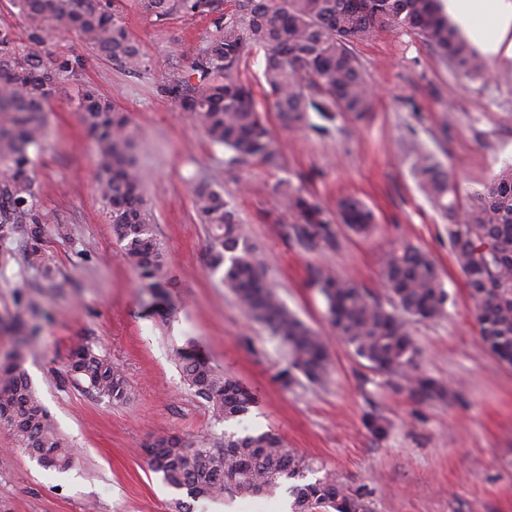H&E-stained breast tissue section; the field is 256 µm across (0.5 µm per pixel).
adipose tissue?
<instances>
[{"instance_id": "ef3b65f1", "label": "adipose tissue", "mask_w": 512, "mask_h": 512, "mask_svg": "<svg viewBox=\"0 0 512 512\" xmlns=\"http://www.w3.org/2000/svg\"><path fill=\"white\" fill-rule=\"evenodd\" d=\"M446 9L459 23L480 21L487 54L512 58V0H446Z\"/></svg>"}]
</instances>
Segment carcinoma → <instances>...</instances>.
Listing matches in <instances>:
<instances>
[{"label":"carcinoma","instance_id":"1","mask_svg":"<svg viewBox=\"0 0 512 512\" xmlns=\"http://www.w3.org/2000/svg\"><path fill=\"white\" fill-rule=\"evenodd\" d=\"M14 2L36 27L24 42L10 25L0 24V162L9 171L0 183V241L11 238L15 224L40 222L33 213L36 187L31 175L44 138L38 114L50 110L61 85L79 68L77 61L52 57L42 24L81 34L120 71L137 76L147 71L122 12L107 0ZM225 2L228 6L220 10L218 0H143L159 21L212 17L210 39L188 69L169 74L158 92L190 113L211 144L231 152L230 167L249 160L282 166L252 88L239 78L241 64L254 52L263 54L264 83L278 119L290 129L309 124L312 112L332 120L338 113L360 119L370 110L373 94L353 45L384 29L404 28L418 35L463 77L488 73L482 56L441 13L439 0ZM80 109V120L97 146V185L113 236L140 285L158 290L164 286L166 260L143 194L136 131L127 114L91 86L83 90ZM410 152L420 190L448 219V239L475 304L482 343L500 361L512 364V164L474 190L461 209L457 187L435 156L418 141L410 143ZM274 190L284 203L276 221L279 235L307 250L336 248L342 224L364 233L373 223L372 212L356 198L339 200L333 213L288 179L278 181ZM194 199L211 230L210 272L220 274L241 307L288 351L283 383L291 382L294 370L312 382L322 381L329 356L321 336L280 301L224 193L200 176ZM314 284L329 324L357 356L382 373L408 375L417 393H443L434 381L412 374L417 349L410 324L440 316L448 300L427 253L412 246L386 253L382 284L389 294L387 304L328 269H316ZM24 363L21 350L0 360V425L9 430L16 447L39 463L65 470L74 462V448L37 395ZM180 365L186 385L217 419L239 421L248 413L254 398L238 382L200 357L182 355ZM66 368L100 399L111 404L128 399L125 377L87 344L70 349ZM142 451L167 486L186 491L195 501L226 495L273 497L285 486L293 498L291 512H367L362 495L336 477L304 482L311 462L271 431L226 432L215 441L161 433L143 444Z\"/></svg>","mask_w":512,"mask_h":512}]
</instances>
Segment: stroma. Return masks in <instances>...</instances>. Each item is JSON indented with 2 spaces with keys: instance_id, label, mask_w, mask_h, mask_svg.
Returning <instances> with one entry per match:
<instances>
[{
  "instance_id": "1",
  "label": "stroma",
  "mask_w": 512,
  "mask_h": 512,
  "mask_svg": "<svg viewBox=\"0 0 512 512\" xmlns=\"http://www.w3.org/2000/svg\"><path fill=\"white\" fill-rule=\"evenodd\" d=\"M121 9L147 73L113 69L72 32L50 41L55 55L79 58L81 67L43 115L34 177L44 221L39 236L18 224L0 245V359L26 342L24 367L78 456L64 471L43 467L0 428V504L8 512H176L187 495L150 470L141 446L151 436L270 430L311 461L308 481L338 477L362 494L368 512H512V366L481 342L447 222L419 189L407 153L413 140L434 152L463 197L512 162V59H489V76L465 79L416 34L384 30L355 46L375 89L370 114L359 123L336 116L317 132L281 126L263 56L250 55L241 77L285 165L251 161L230 171L228 151L210 145L189 113L157 92L207 42L209 19L159 22L141 0H124ZM86 83L114 99L139 134L145 198L168 263L161 292L139 285L112 235L96 189V144L78 118L77 90ZM200 173L223 187L285 306L322 336L324 382L300 374L283 385L285 350L209 273L210 231L193 195ZM282 179L329 210L345 196L362 200L375 215L370 234L340 229L333 250L282 238L273 229L281 211L274 186ZM404 244L431 256L448 293L440 317L411 328L416 374L444 389L432 398L358 357L328 324L311 284L312 269L326 267L385 295L382 257ZM34 248L41 261L32 265ZM78 340L122 373L127 401L99 400L67 376L68 350ZM191 341L253 394L241 422L216 421L184 386L175 355Z\"/></svg>"
}]
</instances>
